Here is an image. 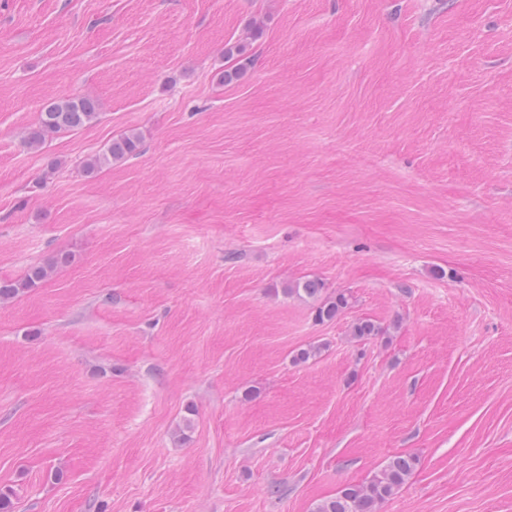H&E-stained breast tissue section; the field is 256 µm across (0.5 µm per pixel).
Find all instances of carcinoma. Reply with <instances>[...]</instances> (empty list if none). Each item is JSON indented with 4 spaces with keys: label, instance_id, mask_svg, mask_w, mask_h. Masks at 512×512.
I'll return each instance as SVG.
<instances>
[{
    "label": "carcinoma",
    "instance_id": "carcinoma-1",
    "mask_svg": "<svg viewBox=\"0 0 512 512\" xmlns=\"http://www.w3.org/2000/svg\"><path fill=\"white\" fill-rule=\"evenodd\" d=\"M245 46L237 43L225 48L224 55L237 59V64L219 73V82H232L244 75L252 59L244 56ZM97 118L95 103L83 96H63L49 100L39 115L38 124L28 132L26 144L31 149L39 148L47 136L73 131L87 126ZM140 139L134 133H126L110 143L106 149L88 159L85 168L92 173L114 161H121L137 154ZM67 262L64 256L44 263L29 266L24 274L13 280L0 281V302L14 299L48 280L56 268ZM325 286L319 279H305L288 289V292L319 301L317 317L321 321H332L349 306L344 293L324 295ZM380 328L371 320L362 319L352 326V336L365 340L376 336ZM416 466L411 455H396L384 468L369 480L360 484H347L336 495L316 504L313 512H380L384 503L392 499L406 483Z\"/></svg>",
    "mask_w": 512,
    "mask_h": 512
}]
</instances>
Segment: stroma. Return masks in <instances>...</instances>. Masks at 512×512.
Returning a JSON list of instances; mask_svg holds the SVG:
<instances>
[{
    "instance_id": "1",
    "label": "stroma",
    "mask_w": 512,
    "mask_h": 512,
    "mask_svg": "<svg viewBox=\"0 0 512 512\" xmlns=\"http://www.w3.org/2000/svg\"><path fill=\"white\" fill-rule=\"evenodd\" d=\"M60 255L0 303L14 512H312L401 454L381 512H512V0H0V280ZM229 45L225 48L224 55L225 57L236 56L237 64L230 69H224V71L219 73V82L223 84L224 82H232L242 77L246 72L247 67L250 66L253 61L250 57H244V45L241 43L232 44L231 46ZM97 114L95 103L87 97L50 99L40 112L37 126L28 132L26 144L30 149H37L47 136L83 128L92 123ZM140 150V139L135 133H125L112 140L106 149L93 156L85 162L87 172L93 173L114 161H121L133 155ZM67 262L65 256L29 266L24 274L13 280L0 281V302L14 299L48 280L56 268ZM325 286L319 279H305L297 282L292 293L306 298L319 300L317 306V317L321 321H332L341 315L349 306V298L344 293H337L335 296H324Z\"/></svg>"
}]
</instances>
